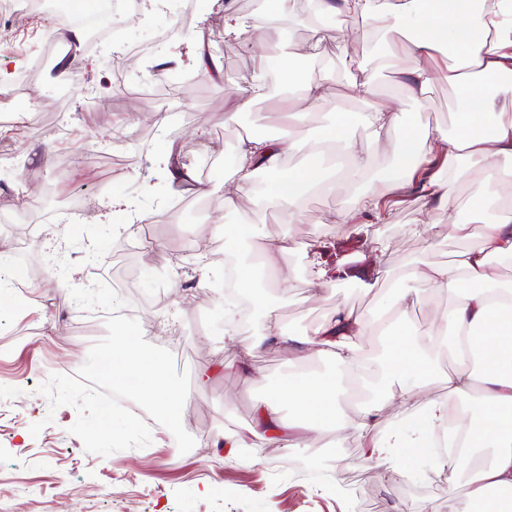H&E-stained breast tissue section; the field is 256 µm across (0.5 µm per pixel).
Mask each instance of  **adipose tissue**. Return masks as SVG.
Here are the masks:
<instances>
[{
    "mask_svg": "<svg viewBox=\"0 0 512 512\" xmlns=\"http://www.w3.org/2000/svg\"><path fill=\"white\" fill-rule=\"evenodd\" d=\"M324 14H340L362 21L385 40L411 34L409 46L393 59L405 76L404 89L420 100L427 93L434 73L447 67L448 82L464 103L465 119L455 134L435 132L422 147H407L399 175L386 181L370 175L357 142L347 129L340 104L327 99V72L311 75L282 61L270 77L258 78L236 89L232 97L237 110L248 109L265 95L269 82L297 87L291 97L289 122H308L311 111L324 108L332 122L308 144L292 140L287 133L275 138L250 137L242 140L234 162L235 180L224 192L225 208H233L237 193L253 189L258 175L279 169L295 152L307 151L309 162L294 171L275 190L262 194L265 206L296 213L301 191L321 186L327 175L329 155L343 158L359 185L348 208L337 212L339 223L366 230L381 223L379 200L385 195L404 194L414 184L418 170L429 176L420 184L422 195L434 208L452 211L457 205L456 185L466 181L474 217L497 208L498 219L471 225L450 222L454 237L475 239L456 263L423 273H403L402 282H421L446 290L453 304L445 326L421 332L406 329L404 323L414 299L404 290L396 301H380V323L390 340L384 351L364 356L361 338L369 328L362 313L337 307L302 334L287 331L278 307L266 297H257L261 310L259 331L244 346L245 352L259 349L268 339L287 345L305 358L316 353L328 362V371L299 374L274 394L258 402V419L248 435L228 433L229 448L247 447L249 441L273 442L287 430L284 407H292L302 429L294 440L297 448L308 447L309 435L334 427L354 429L362 436L369 455L403 476L413 473L410 449L425 447L435 432L454 419L457 401L477 397L479 413L465 425L466 444L487 452L486 462L470 466L459 460L452 472L462 474L468 487L463 502L451 512H512V286H502L499 267L512 264V199L502 196L500 182L512 178V114L498 109L497 98L512 94V0H318ZM384 259L377 256L365 273L330 267L312 258L308 281L326 289L345 279H359L362 288L373 289ZM445 351L458 366L443 379V396L423 398L420 379L433 367L434 353ZM361 380L371 392H378L385 376L405 385L394 407L398 425L384 424L374 405L351 422L339 409L337 373Z\"/></svg>",
    "mask_w": 512,
    "mask_h": 512,
    "instance_id": "ef3b65f1",
    "label": "adipose tissue"
}]
</instances>
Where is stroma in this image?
I'll return each mask as SVG.
<instances>
[{
    "mask_svg": "<svg viewBox=\"0 0 512 512\" xmlns=\"http://www.w3.org/2000/svg\"><path fill=\"white\" fill-rule=\"evenodd\" d=\"M191 21L168 19L170 0L154 6L133 0L121 18L125 57L109 59L110 40L81 49V63L68 64L67 75L83 74L86 83L64 98L58 82L43 70L24 83L21 92L5 97L0 112L6 129L7 158H0V212L36 209L46 187H54L51 204L57 215L43 225L42 235L28 232L26 223H0V253L18 257L21 272L9 299L30 305L29 314L0 316V512H361L359 498L370 495L376 512H428L433 503L463 497L464 484L447 488L433 478L421 485L399 478L390 468L366 457L357 433L324 431L307 448L287 441L265 448L213 445L217 431L246 433L253 424L258 399L274 392L289 373V354L282 344L266 342L244 357L243 345L255 334L254 324H224V256L237 240L207 236L211 224H252L253 250L290 237L296 251L279 259L289 286L267 279L264 288L239 286L244 297L269 292L279 307L283 325L304 332L336 307H352L373 315L379 295L407 267L428 270L446 266L470 244L454 238L448 214L427 205L418 192L408 194L389 223L376 225L369 236L350 235L337 223L350 189L305 192L295 219L262 209L251 193L239 194L236 206L224 207V181L230 178L243 136L273 137L280 133L284 94L270 88L244 111L234 112L228 100L235 87L245 86L266 72L267 55L244 48L241 39L224 32V7L219 0H192ZM247 17L265 14L260 34L270 43L285 42L294 61L304 60L306 48L319 42L334 72L325 86L349 117L359 150L374 173L393 176L402 161L406 137L423 142L436 131L455 132L458 96L445 72H437L424 102L401 94L402 75L345 69L346 53L372 52L376 37L362 22L340 16L310 19L307 11H279L277 0H234ZM14 24L19 36L13 49H0L11 80H18L33 61L56 54L66 28L48 20L28 23L23 13L0 17ZM211 49L212 65L182 64L185 78L172 84L161 70L164 56L196 33ZM121 73L125 90L114 86ZM371 82L379 102L397 101L404 125L378 142L366 140L358 115L365 112L356 86ZM191 169L194 184L176 179ZM138 194L149 221L148 247L128 259L137 269L133 287L119 289L129 316L139 320L146 341L170 350L179 369L188 371L190 399L182 424L196 447L180 453L172 433L152 424V442L109 456L85 452L69 429L77 418L73 407L49 412L38 387L51 374H76L91 345L106 335L104 312L82 310L69 286L94 282L113 285L115 271L93 269L92 256L112 253L118 241L133 244L136 227L109 214L112 198ZM83 197L86 209L69 213L71 197ZM408 224L420 225L418 238L404 235ZM325 253L328 260L344 258L353 268L383 254L384 272L375 291L355 281L318 290L307 283L308 256ZM205 254L214 273L203 278L197 264ZM72 262L60 276L53 261ZM447 292L419 294L411 306L408 326L427 331L448 312ZM248 361V378L231 367ZM43 422L39 435L33 423Z\"/></svg>",
    "mask_w": 512,
    "mask_h": 512,
    "instance_id": "1",
    "label": "stroma"
}]
</instances>
